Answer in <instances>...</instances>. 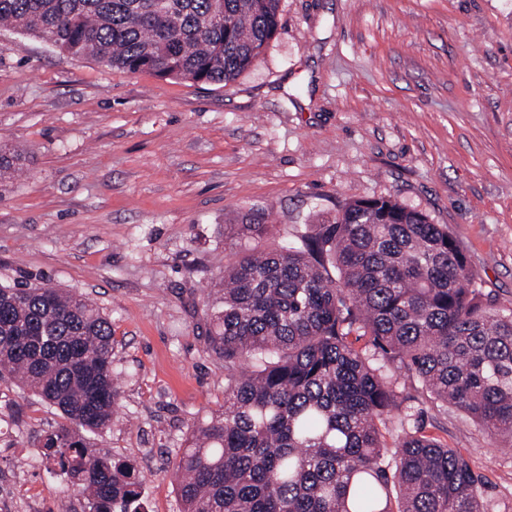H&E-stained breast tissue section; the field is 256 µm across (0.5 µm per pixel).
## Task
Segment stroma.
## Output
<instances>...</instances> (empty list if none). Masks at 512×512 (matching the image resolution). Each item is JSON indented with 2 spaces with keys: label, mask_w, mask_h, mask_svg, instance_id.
I'll list each match as a JSON object with an SVG mask.
<instances>
[{
  "label": "stroma",
  "mask_w": 512,
  "mask_h": 512,
  "mask_svg": "<svg viewBox=\"0 0 512 512\" xmlns=\"http://www.w3.org/2000/svg\"><path fill=\"white\" fill-rule=\"evenodd\" d=\"M0 284L93 300L119 390L91 442L133 462L145 512H182L171 472L189 425L224 404L203 301L262 214V246L353 199L392 195L448 230L512 309V0H282L281 26L235 81L106 69L0 29ZM421 421L467 449L487 512H512V448L429 401ZM64 422L0 378L5 512H89L39 437ZM266 224H228L224 227V237L230 234L237 242L262 239L266 234Z\"/></svg>",
  "instance_id": "obj_1"
}]
</instances>
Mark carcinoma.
Masks as SVG:
<instances>
[{
  "instance_id": "cac0c4a2",
  "label": "carcinoma",
  "mask_w": 512,
  "mask_h": 512,
  "mask_svg": "<svg viewBox=\"0 0 512 512\" xmlns=\"http://www.w3.org/2000/svg\"><path fill=\"white\" fill-rule=\"evenodd\" d=\"M280 12L281 0H0V27L110 69L218 84L257 61ZM23 161L1 149L0 178ZM206 315L224 408L193 423L175 464L183 512H482L470 457L405 405L425 397L512 444V309L483 301L447 226L392 196L352 200L285 246L237 254ZM0 373L67 421L44 455L90 512H144L134 464L85 436L118 399L112 324L94 304L1 285Z\"/></svg>"
}]
</instances>
